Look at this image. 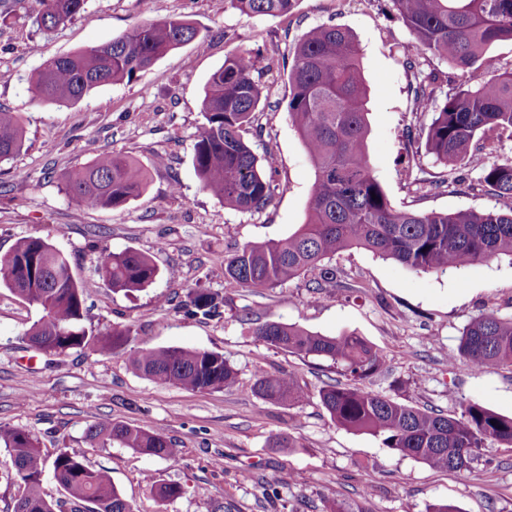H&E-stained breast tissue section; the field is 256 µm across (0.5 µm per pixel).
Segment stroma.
<instances>
[{"label": "stroma", "mask_w": 512, "mask_h": 512, "mask_svg": "<svg viewBox=\"0 0 512 512\" xmlns=\"http://www.w3.org/2000/svg\"><path fill=\"white\" fill-rule=\"evenodd\" d=\"M165 11L194 22L204 48L184 45L133 81L101 86L75 102L35 96L31 77L46 59L110 42ZM332 24L349 28L361 49L367 153L392 206L505 209L477 187L479 173L469 168L435 193L417 191L415 179H443L448 170L425 149L432 115L413 110L416 82L405 66L413 38L390 0H295L283 16L247 15L228 0H88L71 23L50 32L37 29L23 2L0 20V106L16 113L26 136L20 153L0 163V255L20 238H42L70 261L89 309L86 328L131 327L136 348L218 352L238 373L233 389L192 391L143 376L124 351L39 354L23 335L40 308L0 285V424L36 436L46 455L66 451L109 470L134 512H325L328 495L348 512H425L435 501L458 512H512V449L491 443L472 471H437L384 448L377 437L336 427L318 397L336 377L331 362L269 347L249 326L255 319L329 336L357 333L388 368L367 380L369 390L448 414L471 400L511 417L512 367L473 373L449 367L448 356L473 318L512 317V258L417 273L351 249L329 260L341 273L339 288L313 289L309 274L273 289L224 283L230 251L288 237L306 222L313 170L288 118L287 74L276 68L264 76L266 97L254 114L263 132L244 135L257 155L270 150L278 158L272 203L242 213L203 191L193 144L206 82L230 51L251 50L264 65L288 54L309 29ZM105 151L129 155L150 173L143 195L120 209L78 203L62 180ZM104 247L150 256L159 270L155 282L130 295L112 291L96 267ZM197 286L223 296L222 320L175 312ZM260 363L290 373L306 399L288 407L254 396ZM100 419L161 432L177 459L91 442L86 429ZM279 436L294 438L296 447H275ZM148 474L179 484L181 495L160 501L144 480Z\"/></svg>", "instance_id": "35a3bbf8"}]
</instances>
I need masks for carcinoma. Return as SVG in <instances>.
<instances>
[{
    "label": "carcinoma",
    "instance_id": "cac0c4a2",
    "mask_svg": "<svg viewBox=\"0 0 512 512\" xmlns=\"http://www.w3.org/2000/svg\"><path fill=\"white\" fill-rule=\"evenodd\" d=\"M87 0H34L36 24L52 31L72 21ZM295 0H229L232 8L252 15H282ZM398 19L414 39L415 112L425 113L436 101L446 77L418 68L419 59L436 57L461 73L463 83L437 107L426 133V151L452 174L462 167L480 172L477 185L498 199L512 202V159L487 162V154L506 137L512 140V73L501 74L490 46L512 41V0H391ZM194 42L205 46L190 21L165 14L135 26L109 43L50 58L33 76L37 97L78 101L107 84L132 81L169 52ZM287 112L314 168V183L305 224L278 241L250 242L224 257V280L237 288H277L317 272L315 288L341 286L340 271L325 264L336 253L362 248L416 272L443 273L478 261L512 258V205L508 210L424 212L399 210L388 200L366 152L367 89L362 57L351 30L319 26L309 30L290 52ZM251 51L238 49L208 78L202 100L203 123L193 145L195 172L203 190L243 213L264 210L272 201L275 155L259 158L244 139L261 102L265 73ZM24 143L15 113L0 108V162L13 158ZM149 171L117 153L98 155L87 165L64 174L66 192L88 207L119 208L139 198ZM97 269L114 291L131 293L151 285L158 269L145 254L115 253L103 248ZM0 281L19 298L37 305L42 316L26 332L37 351L58 356L75 348L100 354L123 350L132 341L129 327L96 336L88 319L83 292L67 258L39 237L19 239L0 259ZM176 309L188 317L220 320L224 298L193 288ZM254 335L269 347L331 361L341 378L319 390L331 421L365 432L383 447L435 470L469 472L487 442L512 448V417L472 401L448 415L415 407L367 390L364 381L386 371L383 355L362 336L343 332L326 336L294 325L266 321ZM130 364L144 376L189 390L213 391L237 385V371L223 354L180 347L129 351ZM484 371L512 366V318L492 313L472 319L459 338L448 366ZM255 396L284 406L307 397L284 373L258 371ZM90 439L104 445L118 441L135 451L174 459L170 439L155 430L99 420L87 428ZM0 447L7 449L17 477L25 485L14 512H133L112 483L110 473L92 469L67 452L50 460L32 434L0 425ZM66 499L53 500L42 488L46 468ZM149 486L167 501L181 487L154 477Z\"/></svg>",
    "mask_w": 512,
    "mask_h": 512
}]
</instances>
